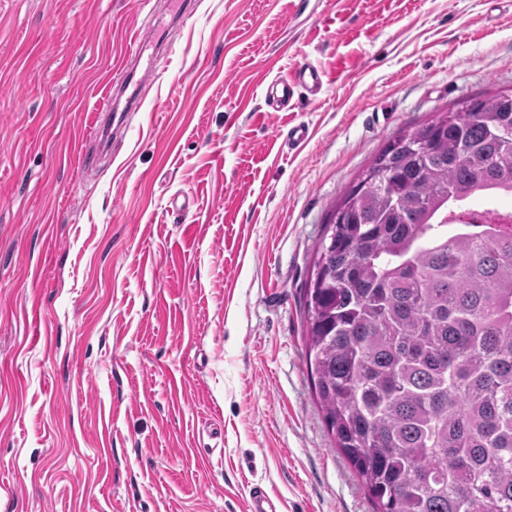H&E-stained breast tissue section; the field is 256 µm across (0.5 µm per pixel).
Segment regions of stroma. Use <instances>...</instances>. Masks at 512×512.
I'll list each match as a JSON object with an SVG mask.
<instances>
[{
	"mask_svg": "<svg viewBox=\"0 0 512 512\" xmlns=\"http://www.w3.org/2000/svg\"><path fill=\"white\" fill-rule=\"evenodd\" d=\"M167 3L0 0V512H247L256 483L278 512H372L315 398L304 288L390 140L512 88V5ZM138 50L143 105L86 166ZM304 63L330 84L269 111Z\"/></svg>",
	"mask_w": 512,
	"mask_h": 512,
	"instance_id": "stroma-1",
	"label": "stroma"
}]
</instances>
